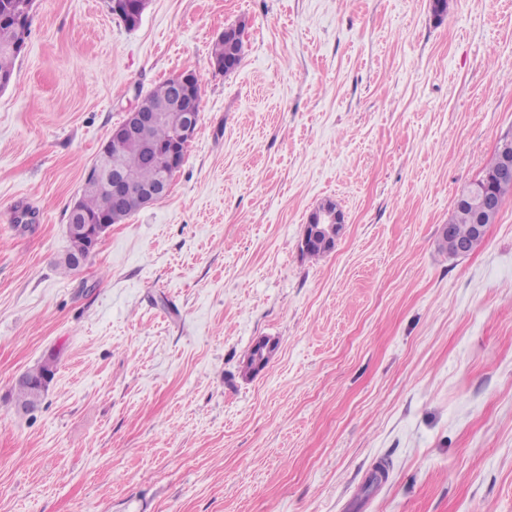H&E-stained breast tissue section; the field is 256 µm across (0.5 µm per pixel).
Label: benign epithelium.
I'll use <instances>...</instances> for the list:
<instances>
[{"mask_svg": "<svg viewBox=\"0 0 512 512\" xmlns=\"http://www.w3.org/2000/svg\"><path fill=\"white\" fill-rule=\"evenodd\" d=\"M115 7L124 8L127 14L126 25L136 26L140 22L144 12L148 8L149 0H115ZM175 86V103L187 113V119L178 129L175 142L170 146L161 165L164 167V175L161 178L162 187H143L139 193L150 203L154 204L164 199L171 187L173 177L183 163L180 147L187 146L193 138L198 117L194 101L190 98L189 92L185 90V77L177 75L173 77ZM131 117L128 123L115 127L112 134L125 137L134 142H141L146 132L159 121L160 114L157 112H142L139 105L131 109ZM135 181L132 172L120 167L112 171V203L119 204L127 196L130 184ZM512 183V148L502 147L501 162L498 168L483 180V185L476 191H467L459 199V204L469 205L475 212V239L471 241H456L452 250L457 256H465L472 251L475 241L486 235L488 224L494 219L501 208V200L496 195L494 187L498 184ZM344 225V215L338 208L327 206L314 210L310 217V224L306 225L301 245L304 247L312 244L335 247L336 238L339 236ZM110 225L102 220L98 224H87L81 222L77 207L71 209V224L68 231L75 236H82L89 239L92 245H97L104 234L109 230Z\"/></svg>", "mask_w": 512, "mask_h": 512, "instance_id": "7a95c632", "label": "benign epithelium"}]
</instances>
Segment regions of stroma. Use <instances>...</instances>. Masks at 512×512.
<instances>
[{"label": "stroma", "instance_id": "obj_1", "mask_svg": "<svg viewBox=\"0 0 512 512\" xmlns=\"http://www.w3.org/2000/svg\"><path fill=\"white\" fill-rule=\"evenodd\" d=\"M31 16L0 92V512H512V195L473 253L438 246L512 134V0ZM238 22L243 60L215 73ZM187 71L199 122L169 195L62 273L99 150ZM327 201L344 228L311 259ZM244 56V41L242 32L235 34L234 30L224 33L216 39L211 49L212 65L216 66L225 62L229 63L227 69L219 73L228 74L235 71L240 65ZM310 223L306 225L301 245L305 248L312 244H321L331 247L336 246V238L339 236L343 225L344 215L340 209L329 208L326 205L314 210L310 217ZM301 246L303 255L311 259L320 258L328 252L318 246H311L304 249ZM48 372H53L48 364H42L36 367L33 370L27 372V377L29 380L33 381V384L23 383L26 381L24 374H22L18 381L22 383L16 384V403L18 406L23 407H36L42 401V393L37 388V384L44 377V375ZM50 382V375L46 374L44 379L42 380L40 386L42 389H46ZM34 408H21L23 411H29Z\"/></svg>", "mask_w": 512, "mask_h": 512}]
</instances>
